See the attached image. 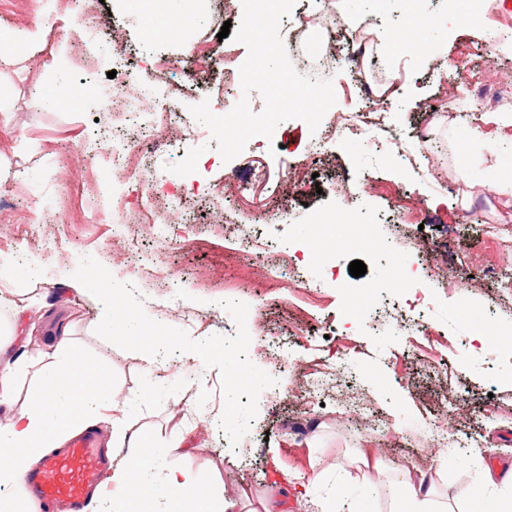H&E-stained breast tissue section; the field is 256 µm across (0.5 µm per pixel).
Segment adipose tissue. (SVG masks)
<instances>
[{
	"instance_id": "adipose-tissue-1",
	"label": "adipose tissue",
	"mask_w": 512,
	"mask_h": 512,
	"mask_svg": "<svg viewBox=\"0 0 512 512\" xmlns=\"http://www.w3.org/2000/svg\"><path fill=\"white\" fill-rule=\"evenodd\" d=\"M54 363L35 380L18 417L0 426V480L21 484L30 468L47 452L58 448L86 427L95 425L102 408L112 401V389L103 371L75 353L68 336H61ZM112 485L109 500L94 512H140L153 500L159 512H236L237 503L223 500L213 508L208 488L181 468H167L162 486L147 479L157 454L145 436L123 422L112 425ZM406 496L397 512H452L440 499L433 481L404 469Z\"/></svg>"
}]
</instances>
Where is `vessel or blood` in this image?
<instances>
[{"label":"vessel or blood","mask_w":512,"mask_h":512,"mask_svg":"<svg viewBox=\"0 0 512 512\" xmlns=\"http://www.w3.org/2000/svg\"><path fill=\"white\" fill-rule=\"evenodd\" d=\"M109 464L93 432L74 436L62 452L46 457L24 482V490L38 501L65 504L67 512H83L90 491L102 482Z\"/></svg>","instance_id":"b4317fda"}]
</instances>
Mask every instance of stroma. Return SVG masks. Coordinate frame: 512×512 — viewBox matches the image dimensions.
Returning <instances> with one entry per match:
<instances>
[{
  "instance_id": "stroma-1",
  "label": "stroma",
  "mask_w": 512,
  "mask_h": 512,
  "mask_svg": "<svg viewBox=\"0 0 512 512\" xmlns=\"http://www.w3.org/2000/svg\"><path fill=\"white\" fill-rule=\"evenodd\" d=\"M225 0H164L160 19L184 21L177 41L146 33L149 16L124 0H105L90 27H78L57 0H0V35L26 42L25 56L0 58V336L24 362L69 329L74 347L106 372L128 426L152 447L182 440V452L159 457L149 480L161 486L167 466L205 481L214 500L233 498L238 512H319L336 485L372 487L373 501L352 496L340 512H391V481L414 464L455 477L453 512H466L471 488L489 500L512 487H483L480 474L512 467V366L494 344L471 350L474 326L464 310L512 326V0H482L469 14L460 0H297L281 28L292 41L302 21L334 22L335 42L369 36L357 68L330 80L333 113H361L358 83L395 84L381 108L407 159L376 151L368 137L319 139L300 120L272 139L253 138L231 162L210 147L191 105L214 98L225 72H238L246 47L213 39V23L239 26ZM420 13L432 47L423 57L392 45L384 32ZM118 42L120 57L90 58L85 41ZM483 56H476L477 47ZM175 65L154 76L158 96L176 92L181 117L161 129L123 123L141 138L138 173L123 187L127 205L112 210V121L101 107L117 83L141 67ZM439 111H431L433 103ZM203 147L195 173L170 167ZM317 183L295 179L300 164ZM486 173L492 187L465 176ZM187 193L167 223L144 224L148 184ZM226 185V201L210 195ZM359 193L351 202L344 192ZM411 205L398 214L397 200ZM287 221H280V214ZM375 222L371 247L328 238L319 260L308 256L307 226L331 217ZM403 254L412 287H392L385 264ZM91 256L133 284L153 320L192 339L236 331L225 300L248 304L249 359L276 378L237 448L218 426L224 398L218 369L192 353L147 364L143 355L99 337L103 312L72 277ZM363 261L364 276L349 273ZM370 295L361 310L353 296ZM317 397H301L311 378ZM372 453L379 476L363 478L354 460Z\"/></svg>"
}]
</instances>
